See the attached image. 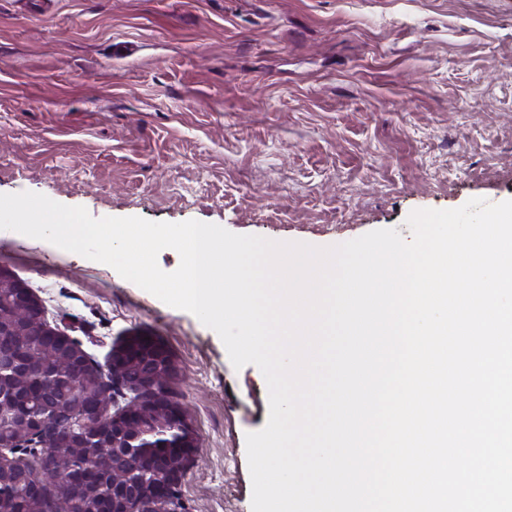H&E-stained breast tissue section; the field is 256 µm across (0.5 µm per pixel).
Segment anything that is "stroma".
<instances>
[{"label": "stroma", "mask_w": 512, "mask_h": 512, "mask_svg": "<svg viewBox=\"0 0 512 512\" xmlns=\"http://www.w3.org/2000/svg\"><path fill=\"white\" fill-rule=\"evenodd\" d=\"M329 247L512 199V0H0V194ZM97 364L160 337L199 437L174 512H252L253 364L109 265L0 230Z\"/></svg>", "instance_id": "stroma-1"}]
</instances>
